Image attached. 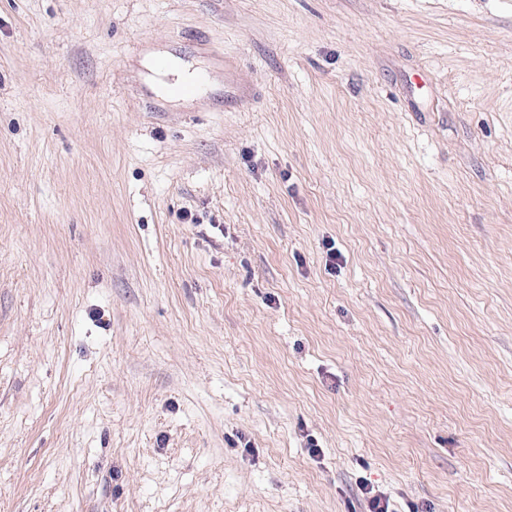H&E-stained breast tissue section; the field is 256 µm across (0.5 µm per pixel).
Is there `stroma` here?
I'll return each instance as SVG.
<instances>
[{
    "label": "stroma",
    "mask_w": 512,
    "mask_h": 512,
    "mask_svg": "<svg viewBox=\"0 0 512 512\" xmlns=\"http://www.w3.org/2000/svg\"><path fill=\"white\" fill-rule=\"evenodd\" d=\"M368 489L512 512V0H0V512ZM161 63L163 64L161 66ZM143 65L153 73L154 91L161 98L168 101L176 100H193L194 98H173L167 95L189 96L197 94L205 84V77L199 76L191 83L181 84L172 89L174 84L186 82L196 77L198 68H194L192 64L184 62L180 58L167 56L162 62L158 61V56L148 54L143 61Z\"/></svg>",
    "instance_id": "stroma-1"
}]
</instances>
